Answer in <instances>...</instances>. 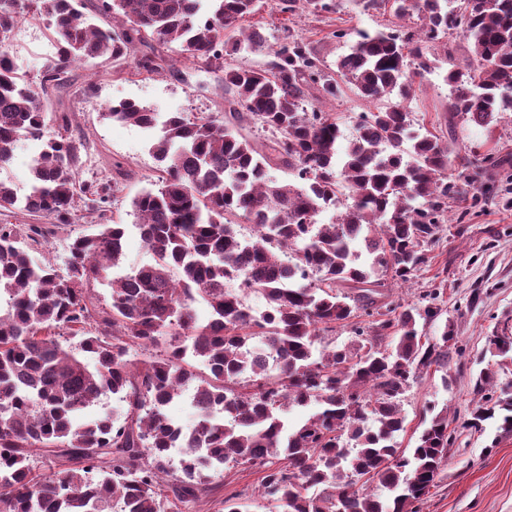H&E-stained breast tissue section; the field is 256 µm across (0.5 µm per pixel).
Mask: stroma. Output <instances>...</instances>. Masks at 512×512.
<instances>
[{"label":"stroma","instance_id":"obj_1","mask_svg":"<svg viewBox=\"0 0 512 512\" xmlns=\"http://www.w3.org/2000/svg\"><path fill=\"white\" fill-rule=\"evenodd\" d=\"M397 20L389 12H360L352 0H343L338 12L306 13L295 18L293 28L314 46L327 66L346 53L349 45L336 40L339 29L376 31L391 29ZM53 34L46 20L26 18L13 32V53L30 80L40 78V68L52 57ZM443 70H435L417 82L407 106L417 123L439 135H447L448 86ZM220 72L192 68L183 79L170 74H150L128 63L75 65L68 73L67 94L55 96L53 106L72 114L70 133L86 141L81 152L83 180L97 179L114 185L110 215L127 225L123 268L146 263L149 254L135 228L131 202L156 181V162L150 138L140 128L104 119L109 103L132 98L155 111L193 112L202 115L224 111ZM456 144L481 154L494 153L500 164L479 177L482 203L457 198L448 208V222L428 252L429 262L409 283L388 284L384 293L393 303L422 304L435 296L437 316L420 324L426 340L439 338L444 326H452L459 353L450 354L447 368L420 371L402 400L406 429L398 438L401 447L412 448L432 412L447 410L450 427L456 428L448 462L420 505V512H512V434L497 429L489 420L483 430L462 428L478 401L474 378L482 367L489 336L512 334V112H502L495 123L482 128L458 123ZM35 223L42 230L31 243L37 261L63 266L73 238L94 232L91 224H58L30 218L24 213L1 215V224ZM260 480L252 469L234 468L215 476L216 497L200 503L201 512H217L221 498L232 494L253 499Z\"/></svg>","mask_w":512,"mask_h":512}]
</instances>
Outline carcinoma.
<instances>
[{
  "label": "carcinoma",
  "instance_id": "obj_1",
  "mask_svg": "<svg viewBox=\"0 0 512 512\" xmlns=\"http://www.w3.org/2000/svg\"><path fill=\"white\" fill-rule=\"evenodd\" d=\"M418 29L354 33L349 53L326 70L291 29L276 48L240 29L236 48L269 49L264 69L224 63V31L254 13L256 0H99L97 13L123 17L108 28L81 0H0V168L22 140L36 151L31 192L19 198L0 180V212L70 224L86 212L97 231L73 239L66 272L37 263L15 224L0 225V512H182L212 492L205 469L262 471L258 496L278 512H416L448 459L455 430L445 410L406 451L402 397L417 373L448 366L457 337L443 330L426 344L418 322L435 307L377 306L386 280L406 284L428 262L448 223V199L475 186L494 157L459 158L448 140L415 127L406 103L415 78L437 68L428 44L458 32L470 61L451 67L448 111L487 127L512 112V0H353L363 13L386 2ZM288 19L338 8L337 0H278ZM53 28L56 53L40 83L19 73L11 36L25 12ZM174 47L183 64L224 72L225 115L170 112L157 124L150 106L124 100L103 117L153 130L156 188L132 200L150 262L122 275L126 225L113 224L107 182L81 181L80 147L66 112L49 108L76 63L121 65L137 42ZM150 73L180 70L166 58L135 61ZM380 104L364 112L340 146L316 91L344 90ZM267 134L258 148L238 125ZM275 166L286 178L276 180ZM329 210L328 224L319 216ZM252 226L240 236L237 222ZM109 279L111 303L98 304L90 281ZM267 302L256 314L244 293ZM206 307L201 317L197 306ZM349 347L316 352L321 332L354 317ZM78 338L76 345L70 339ZM149 355L134 362L130 353ZM487 352L512 360V337L491 336ZM194 388L193 425L165 408ZM481 404L466 425L496 419L512 432V393L499 374L475 380ZM112 394L123 412L83 421ZM319 410L291 426L283 412ZM182 449L171 469L170 452ZM376 480L385 494L358 486Z\"/></svg>",
  "mask_w": 512,
  "mask_h": 512
}]
</instances>
